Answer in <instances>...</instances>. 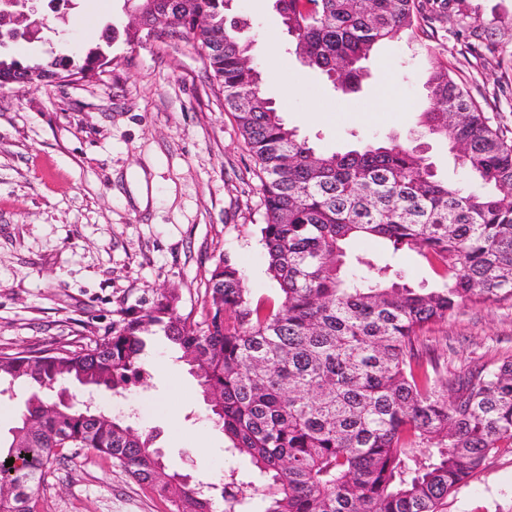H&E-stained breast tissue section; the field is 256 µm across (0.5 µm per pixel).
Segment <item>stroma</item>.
Masks as SVG:
<instances>
[{
	"mask_svg": "<svg viewBox=\"0 0 512 512\" xmlns=\"http://www.w3.org/2000/svg\"><path fill=\"white\" fill-rule=\"evenodd\" d=\"M65 32L11 46L19 60L81 56L107 24L129 21L124 0H73ZM489 27L497 52L473 58L461 36L439 31L430 49L405 37L382 44L359 92L331 91L289 54L291 39L271 0H236L242 38L264 76L262 89L316 151L360 148L417 131L431 67L448 64L493 123L512 131V0H463ZM90 80L0 89V352L72 350L120 320L122 309L177 289L178 312L206 318L205 289L223 257L244 270L253 298L274 299L259 226L254 160L224 92L186 40L163 37L109 50ZM147 181V201L135 189ZM449 371L512 356V306L460 310L428 335ZM159 359L147 379L99 403L133 427L154 431L167 469L216 485L249 472L226 451L205 416L197 378L163 331L147 338ZM34 512H169L165 501L97 451L54 464ZM442 512H512V448L491 455Z\"/></svg>",
	"mask_w": 512,
	"mask_h": 512,
	"instance_id": "1",
	"label": "stroma"
}]
</instances>
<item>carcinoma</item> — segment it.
Here are the masks:
<instances>
[{
	"mask_svg": "<svg viewBox=\"0 0 512 512\" xmlns=\"http://www.w3.org/2000/svg\"><path fill=\"white\" fill-rule=\"evenodd\" d=\"M136 25L82 57L22 63L2 52L0 88L33 71L51 84L109 64L104 47L181 34L204 57L247 144L260 180L267 273L279 286L253 300L229 257L215 265L204 326L177 312L164 289L147 307L126 309L90 345L0 352V396L32 392L10 437L0 442V512H32L51 465L70 448H91L169 503L170 512H440V506L500 448L512 447V358L464 375L441 368L426 333L465 307L512 303V138L492 123L448 66L432 68L423 134L446 141L466 173L488 191L438 178L418 146L391 140L318 153L299 138L262 90L251 43L227 21L232 0H125ZM461 0H273L295 55L344 94L359 89L362 62L405 31L434 38ZM468 49L486 27L454 13ZM378 239L389 258L352 256ZM414 252L435 267L433 286L404 280L394 259ZM159 327L199 386L208 419L229 450L249 458L248 479L231 472L218 488L165 471L156 435L131 428L83 400L53 401L83 380L114 395L144 377V336ZM31 459H25V455ZM220 494H215V491Z\"/></svg>",
	"mask_w": 512,
	"mask_h": 512,
	"instance_id": "cac0c4a2",
	"label": "carcinoma"
}]
</instances>
